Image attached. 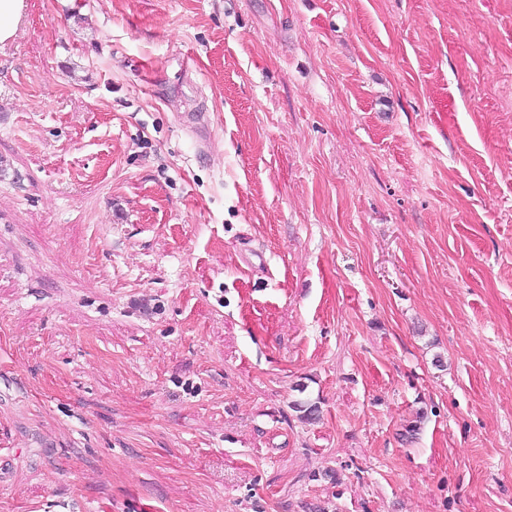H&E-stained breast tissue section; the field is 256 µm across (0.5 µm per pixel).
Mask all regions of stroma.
<instances>
[{
	"instance_id": "obj_1",
	"label": "stroma",
	"mask_w": 512,
	"mask_h": 512,
	"mask_svg": "<svg viewBox=\"0 0 512 512\" xmlns=\"http://www.w3.org/2000/svg\"><path fill=\"white\" fill-rule=\"evenodd\" d=\"M27 4L0 512H512V0Z\"/></svg>"
}]
</instances>
